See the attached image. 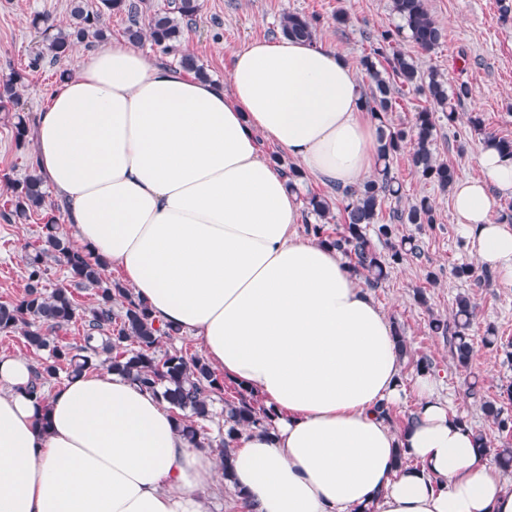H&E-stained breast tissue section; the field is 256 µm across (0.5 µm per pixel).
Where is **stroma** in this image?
I'll return each mask as SVG.
<instances>
[{"label": "stroma", "mask_w": 512, "mask_h": 512, "mask_svg": "<svg viewBox=\"0 0 512 512\" xmlns=\"http://www.w3.org/2000/svg\"><path fill=\"white\" fill-rule=\"evenodd\" d=\"M201 11L195 26L186 34L183 48L197 56L212 79L229 81L235 54L249 40L268 38L277 31L286 12L320 13L323 25L319 42L342 54L361 87L369 80L358 65L370 51L369 36L396 25L391 0H200ZM435 20L445 29L446 41L430 53L421 52L409 40H402L403 51L411 55L422 73L442 75L448 84L467 82L471 96L459 107L456 124L438 119L433 152L438 160L454 166L457 176L476 177L482 148L480 136L469 125L470 113H479L488 131L512 139V16L501 17L498 0H427ZM349 15L347 26L337 27V10ZM46 15L56 26H67L70 0H0V77L18 72L24 81L17 88L18 98L8 111L0 112V303L20 298L26 281L24 259L38 243L41 222L31 219L13 224L3 217L10 207L7 182L22 178L33 161L32 147L19 148L14 142L16 115L34 122L48 91L59 80L60 68H73L76 57L68 55L61 65L37 60L40 37L31 26L34 15ZM393 171L402 185L401 199L386 200L383 212L426 196L436 207L434 227L404 225L407 234H417L424 245L421 259L405 262L391 270L372 296L392 323L403 330L409 345L404 358L405 374H413L420 356H428L432 372L440 382L439 392L451 401V410L476 429L483 431L493 445L502 438L481 409L482 400H493L512 414V401L503 392L512 384V363L503 352L477 347L470 369H457L446 338L431 335V317L452 319L455 298L468 294L477 306L471 328L475 339H482L487 328H495L503 342L512 343V285L499 277L490 282L456 279L452 270L473 262L470 244L455 221L450 194L421 179L411 168L407 154L393 161ZM439 275L436 286H429L427 272ZM425 289L427 306L414 300L416 289ZM477 383L478 398L467 397L469 383Z\"/></svg>", "instance_id": "stroma-1"}]
</instances>
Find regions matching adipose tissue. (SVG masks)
<instances>
[{"label":"adipose tissue","instance_id":"adipose-tissue-1","mask_svg":"<svg viewBox=\"0 0 512 512\" xmlns=\"http://www.w3.org/2000/svg\"><path fill=\"white\" fill-rule=\"evenodd\" d=\"M361 95L316 41L252 40L226 85L126 41L78 53L33 130L77 246L274 417L233 442L226 472L127 377L92 370L38 403L34 361L0 356V512H207L226 484L244 512H512V485L430 374L414 380V424L383 416L402 390L394 326L336 250L298 234V193L262 152L275 144L328 185L370 179ZM479 165L453 186L456 222L512 284V226L491 220L512 158L486 146ZM400 450L413 466L395 468Z\"/></svg>","mask_w":512,"mask_h":512}]
</instances>
